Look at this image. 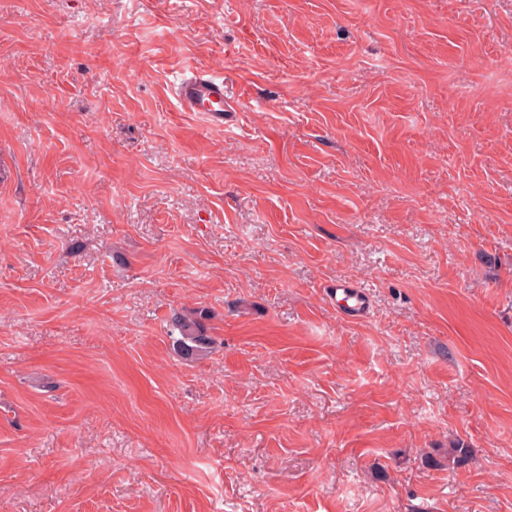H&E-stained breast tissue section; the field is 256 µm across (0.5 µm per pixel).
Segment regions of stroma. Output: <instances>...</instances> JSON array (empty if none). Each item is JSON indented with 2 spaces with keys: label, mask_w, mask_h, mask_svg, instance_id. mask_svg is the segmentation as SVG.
<instances>
[{
  "label": "stroma",
  "mask_w": 512,
  "mask_h": 512,
  "mask_svg": "<svg viewBox=\"0 0 512 512\" xmlns=\"http://www.w3.org/2000/svg\"><path fill=\"white\" fill-rule=\"evenodd\" d=\"M0 170V512H512V0H0ZM184 112H203L213 122L224 121V112H233L225 102L224 79L207 72H193L174 89ZM338 291L344 295L341 301L344 302L343 306L348 315L359 316L366 312L370 303L369 294L366 291L357 287L337 284L336 296ZM195 314L175 313L171 318L170 338L177 350L186 357L205 356L214 344L204 323L208 314L203 310Z\"/></svg>",
  "instance_id": "1"
}]
</instances>
